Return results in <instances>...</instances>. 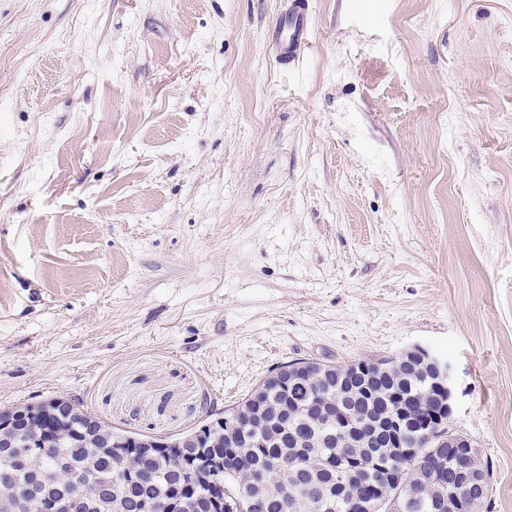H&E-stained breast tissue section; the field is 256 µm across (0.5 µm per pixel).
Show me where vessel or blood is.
I'll return each mask as SVG.
<instances>
[{"instance_id":"1","label":"vessel or blood","mask_w":512,"mask_h":512,"mask_svg":"<svg viewBox=\"0 0 512 512\" xmlns=\"http://www.w3.org/2000/svg\"><path fill=\"white\" fill-rule=\"evenodd\" d=\"M310 0H288L271 30L272 50L277 63L292 68L309 45Z\"/></svg>"}]
</instances>
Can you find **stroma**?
Returning a JSON list of instances; mask_svg holds the SVG:
<instances>
[{
	"mask_svg": "<svg viewBox=\"0 0 512 512\" xmlns=\"http://www.w3.org/2000/svg\"><path fill=\"white\" fill-rule=\"evenodd\" d=\"M0 0V407L177 437L297 358L448 359L512 512V0ZM310 19L309 0H289L288 9L279 15L271 29V47L282 68H292L308 48Z\"/></svg>",
	"mask_w": 512,
	"mask_h": 512,
	"instance_id": "obj_1",
	"label": "stroma"
}]
</instances>
